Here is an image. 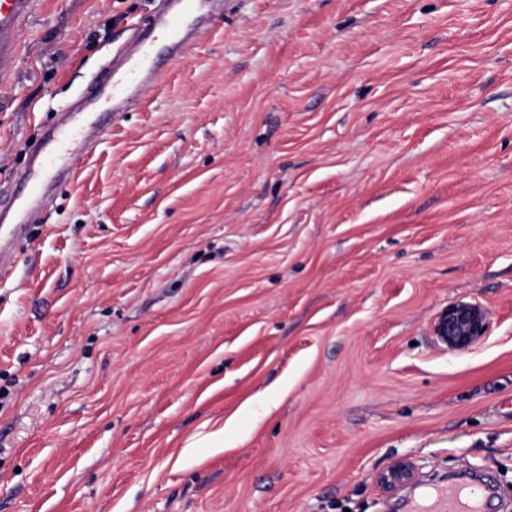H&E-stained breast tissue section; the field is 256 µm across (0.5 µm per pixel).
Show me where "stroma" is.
I'll use <instances>...</instances> for the list:
<instances>
[{
	"label": "stroma",
	"mask_w": 512,
	"mask_h": 512,
	"mask_svg": "<svg viewBox=\"0 0 512 512\" xmlns=\"http://www.w3.org/2000/svg\"><path fill=\"white\" fill-rule=\"evenodd\" d=\"M154 7L36 0L0 186ZM101 109L0 265V512L512 505V0H221ZM486 323L479 305L467 302L449 303L439 315L436 339L439 336L448 349L464 350L485 334ZM411 512H486L485 498L477 486L445 485L427 490Z\"/></svg>",
	"instance_id": "obj_1"
}]
</instances>
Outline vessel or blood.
Returning a JSON list of instances; mask_svg holds the SVG:
<instances>
[{"label":"vessel or blood","mask_w":512,"mask_h":512,"mask_svg":"<svg viewBox=\"0 0 512 512\" xmlns=\"http://www.w3.org/2000/svg\"><path fill=\"white\" fill-rule=\"evenodd\" d=\"M213 0H164L166 8L152 27L142 32L112 69L107 90L92 91L73 111L47 129L20 176L24 192L0 207V224L20 232L33 223L48 197L52 177H74L77 164L94 139L96 105L110 96L113 111L140 98L158 79V62L188 53L198 25L211 15ZM35 0H0V82L7 79L20 49V33ZM411 512H486L479 487L445 485L427 490Z\"/></svg>","instance_id":"1"}]
</instances>
